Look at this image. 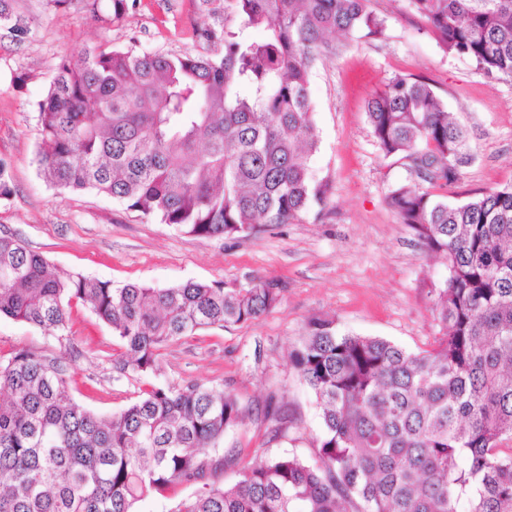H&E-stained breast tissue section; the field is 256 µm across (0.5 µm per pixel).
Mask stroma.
Returning a JSON list of instances; mask_svg holds the SVG:
<instances>
[{"label":"stroma","instance_id":"35a3bbf8","mask_svg":"<svg viewBox=\"0 0 512 512\" xmlns=\"http://www.w3.org/2000/svg\"><path fill=\"white\" fill-rule=\"evenodd\" d=\"M385 20L382 36L333 37V54L310 74L318 148L316 179L329 181L333 206L322 218L264 224L244 237L198 239L127 209L93 191L53 187L38 161L37 103L62 58L98 45L196 54L199 14L193 0H142L118 25H104L80 4L56 9L51 0H15L29 25L24 40L0 38V161L12 193L0 199V233L16 236L64 275L113 285L168 287L188 280L251 287L279 281V302L257 320L200 331L170 343L155 376H121L112 363L123 351L111 329L81 304L69 333L0 317V358L19 348L62 358L75 400L109 414L155 384L197 383L233 393L249 416L224 434L240 453L311 456L320 431L314 397L288 362V349L314 317L338 331L380 336L413 350L432 348L442 331L431 307L447 275L414 231L388 204L408 185L464 201L512 184V81H492L467 59L448 53L410 0H370ZM428 80L469 132L468 161L457 181L439 186L419 177L409 160L385 156L370 133L366 105L394 75ZM292 419L285 438H272L267 404Z\"/></svg>","mask_w":512,"mask_h":512}]
</instances>
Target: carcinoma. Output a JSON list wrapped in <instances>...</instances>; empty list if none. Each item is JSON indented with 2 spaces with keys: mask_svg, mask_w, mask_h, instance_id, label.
Masks as SVG:
<instances>
[{
  "mask_svg": "<svg viewBox=\"0 0 512 512\" xmlns=\"http://www.w3.org/2000/svg\"><path fill=\"white\" fill-rule=\"evenodd\" d=\"M81 2L109 24L141 4ZM368 2L199 0L203 54L98 47L61 59L37 108L43 175L200 239L321 216L329 187L311 172L310 72L332 52L329 35L383 33ZM411 3L448 52L512 78V0ZM0 32L28 33L12 0H0ZM367 118L385 155L432 182L458 179L467 133L428 82L390 78ZM389 204L447 268L432 308L445 332L415 352L312 320L288 351L319 409L311 459L256 455L226 485L219 475L238 454L218 449L246 418L234 394L153 385L100 414L75 401L60 358L21 348L0 360V512H138L177 485L193 492L173 512H512V185L462 203L402 186ZM280 293L267 279L235 289L63 277L0 234V317L62 337L77 301L122 343L120 374L157 375L170 343L253 321ZM266 419L272 437L288 432V416Z\"/></svg>",
  "mask_w": 512,
  "mask_h": 512,
  "instance_id": "1",
  "label": "carcinoma"
}]
</instances>
